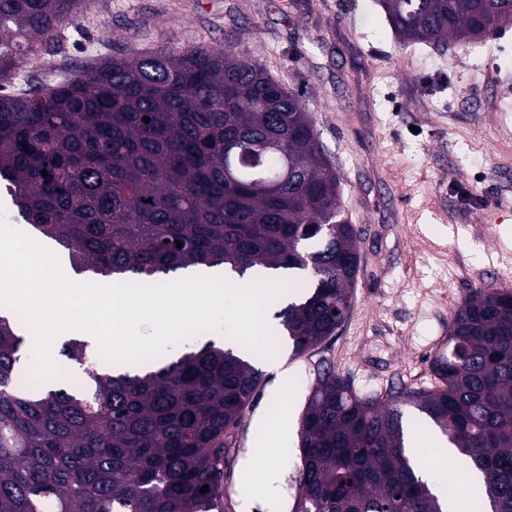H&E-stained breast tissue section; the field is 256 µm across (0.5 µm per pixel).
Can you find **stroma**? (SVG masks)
I'll return each instance as SVG.
<instances>
[{
  "mask_svg": "<svg viewBox=\"0 0 512 512\" xmlns=\"http://www.w3.org/2000/svg\"><path fill=\"white\" fill-rule=\"evenodd\" d=\"M223 48L257 59L311 116L360 231L344 326L295 354L275 346L232 432L223 512H294L297 433L317 368L361 392L430 387L429 361L475 290L512 291V24L478 42L403 46L376 0H81L50 54L0 75L13 92L33 62ZM469 196L458 194V187ZM279 489L267 494L263 470Z\"/></svg>",
  "mask_w": 512,
  "mask_h": 512,
  "instance_id": "stroma-1",
  "label": "stroma"
}]
</instances>
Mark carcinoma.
<instances>
[{
    "instance_id": "1",
    "label": "carcinoma",
    "mask_w": 512,
    "mask_h": 512,
    "mask_svg": "<svg viewBox=\"0 0 512 512\" xmlns=\"http://www.w3.org/2000/svg\"><path fill=\"white\" fill-rule=\"evenodd\" d=\"M3 1L0 70L52 43L78 5ZM380 5L408 44L481 40L512 21V0ZM0 180L77 272L150 285L194 265L292 270L297 292L272 332L297 354L349 313L358 230L307 110L255 60L198 48L112 57L49 91L1 94ZM447 343L432 387L383 399L318 371L295 512H442L406 447L421 423L481 473L475 512H512V291H474ZM33 349L19 314L0 317V512H221L229 434L262 380L242 351L211 341L114 373L72 338L62 356L78 377L30 384L21 360Z\"/></svg>"
}]
</instances>
